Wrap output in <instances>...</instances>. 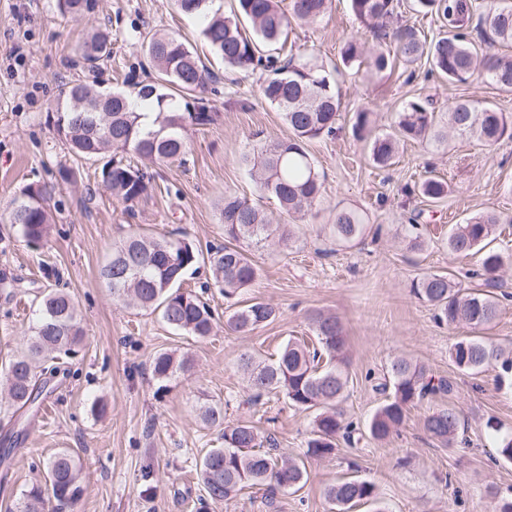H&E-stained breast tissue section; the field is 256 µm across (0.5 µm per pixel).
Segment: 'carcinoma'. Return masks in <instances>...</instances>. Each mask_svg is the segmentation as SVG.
Instances as JSON below:
<instances>
[{
    "label": "carcinoma",
    "mask_w": 512,
    "mask_h": 512,
    "mask_svg": "<svg viewBox=\"0 0 512 512\" xmlns=\"http://www.w3.org/2000/svg\"><path fill=\"white\" fill-rule=\"evenodd\" d=\"M231 14L209 13V0H175L185 15L203 17L201 37L210 52L224 66L249 72H272L262 86L264 99L282 112L291 131L286 141H276L243 157L251 177L262 193L274 197L282 213L292 218L320 200L322 183L316 166L306 152L307 140L336 134L340 101L325 67L310 58L295 63L264 56L261 46L287 37L292 24H311L327 11L329 0H290L289 10L281 0H235ZM62 13L82 17L94 9L92 0H58ZM353 13L363 29L372 34L374 44L366 46L362 37L348 40L342 49L347 67L364 70L368 79L392 73L398 60L414 64L421 58L431 70L450 84L480 81L512 91V57L481 54L472 32L484 29L494 44L512 47V0H489L486 10L477 13L475 0H415L419 12L441 20V31L432 40L422 37L410 25L397 22L399 0H351ZM143 50L153 70L150 80L134 86L136 97L155 107L152 124L145 113L132 109V95L112 92L108 109L98 107L107 92L95 83H77L65 91L56 109V130L74 157L91 159L106 151L132 152L158 163L182 160L187 143L183 132L190 124L213 121L203 99L194 96L197 88L214 78L194 48L165 33L143 39ZM112 38L105 30L87 35L79 49L78 63L94 72L99 63L111 58ZM451 134L469 135L492 147L504 138L512 139V115L472 99H456L445 108L434 106L433 99L406 102L398 113L397 135H379L370 143V156L379 167L390 165L398 150L397 138L441 146ZM102 180L112 196L126 204L147 193L151 176L131 164H109L102 168ZM425 199L437 202L448 195L447 183L433 176L417 186ZM50 192L29 184L14 199L9 221L29 244L38 245L48 234ZM419 216L405 225L407 246H423ZM227 244L207 254L175 233L162 236L136 234L113 248L112 259L99 271L100 279L112 292V299L127 306L157 311L173 330L198 338L209 336L215 316L200 293L183 291L180 284L193 275L199 264L208 262L214 285L230 298L251 287L258 268L248 255V247H263L276 236L291 238L292 225L274 224L256 204L233 194L224 195L221 209ZM500 215L483 212L457 224L448 237V249L456 254H481L473 276L481 280L478 289H463L445 275L429 274L416 285L417 294L430 303L436 319L448 326L484 328L495 322L500 312L496 290L504 287L505 266L501 252L488 248ZM364 228V218L355 209L336 213L333 230L336 239L351 243ZM278 316L277 309L265 301H253L235 310L228 327L247 334ZM313 329L319 347L288 341L271 362L244 353L239 366L248 379L253 398L283 394L290 405L319 410L305 456L323 459L334 454L336 438L351 440L355 428L345 422L340 403L349 384L345 356L346 337L342 323L334 314L318 312ZM84 330L73 299L62 291H51L40 303L30 333L21 338L22 348L6 367L5 392L11 406L29 412L38 406L50 382L61 373L59 360L77 353ZM453 365L465 373L497 372V380L512 375V351L491 346L474 336L456 341L449 349ZM191 367L186 355L157 353L151 361L157 391L166 392L180 372ZM391 390L388 400L372 416L368 433L383 442L397 433L410 407L438 395H452L453 381L435 376L423 364L404 357L391 362L389 380L379 384ZM203 421L222 431L224 447L210 449L196 466L204 495L199 509L211 502L230 500L247 487H265L267 506L274 505L277 492L299 489L308 479L304 460L278 453L274 439H261L249 422H224V411L217 406L202 410ZM428 436L443 447L466 443L460 439L462 419L455 405H442L425 416ZM497 453L512 461V434L501 435L493 423ZM82 466L77 455L63 450L46 462L45 484L36 483L21 494L9 512H45L47 497L57 503V512L72 509L83 494ZM327 499L337 512H349L363 502L374 512H386L377 487L368 481L346 479L327 488Z\"/></svg>",
    "instance_id": "carcinoma-1"
}]
</instances>
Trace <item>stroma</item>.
I'll return each mask as SVG.
<instances>
[{
	"label": "stroma",
	"mask_w": 512,
	"mask_h": 512,
	"mask_svg": "<svg viewBox=\"0 0 512 512\" xmlns=\"http://www.w3.org/2000/svg\"><path fill=\"white\" fill-rule=\"evenodd\" d=\"M96 28L111 32L112 57L91 74L77 66L76 49ZM155 31L182 37L209 57L198 23L180 14L174 0H96L79 20L62 14L57 0H0V279L18 286L11 294L0 290V362L19 350L47 290L71 294L85 329L67 377L58 378L36 416L0 402V438L21 434L9 468L0 467V512L27 485L43 481L44 461L64 449L77 453L87 477L75 512H195L202 493L195 464L220 444L217 429L201 419L208 405H221L226 423L252 422L261 434H274L283 453L303 456L315 410L295 408L274 394L253 401L238 360L245 352L273 360L295 337L315 342L311 317L319 311L335 313L345 329L351 379L341 407L359 429L357 442L340 439L334 457L306 458V484L278 493L275 508L264 506L261 491L248 489L231 502L209 504L207 512H330L325 491L347 478L373 482L388 512H494L497 500L512 497V462L497 454L485 423L492 417L502 432H512V386L499 385L491 371L456 369L448 350L474 332L437 324L432 306L412 288L430 273L475 287V257L450 253L446 241L454 225L479 212L502 217L490 246L512 262V140L492 148L469 136L449 137L438 147L405 141L394 164L379 168L352 124L356 113L366 112L375 132L395 133L403 103L425 96L441 107L465 97L512 114V91L450 84L429 75L423 59L376 80L342 68L338 130L306 144L323 182L321 200L294 219L288 246L249 252L259 276L244 297L272 303L278 317L245 335L229 330L228 303L204 266L182 285L186 291L210 288L216 324L200 339L178 334L158 313L113 301L99 269L113 246L134 232L178 228L202 250L222 247L220 206L228 193L259 205L273 223L284 222L242 157L290 132L261 96V73H238L209 58L217 79L201 96L216 114L214 123L188 127L186 163L124 153L125 161L153 176L152 188L127 209L102 182L108 156L74 160L57 135L54 115L71 83L95 79L121 90L126 81L145 80L141 43ZM359 32L351 0H331L319 21L290 29L287 46L331 68L340 66L345 42ZM432 174L448 183L447 197L436 203L412 192ZM33 182L55 187L50 234L38 248L7 220L11 201ZM341 208L367 217L362 239L351 246L338 244L332 230ZM414 210L425 220L419 251L399 236ZM505 292L497 320L474 333L494 346L512 342V270ZM170 350L188 353L193 367L160 395L150 361ZM401 356L453 381L451 401L465 422V445L443 448L428 438L422 424L431 409L427 402L409 410L389 441L369 437L368 423L386 399L378 385ZM96 402L105 405L104 414L93 413ZM146 468L156 488L149 498L139 494Z\"/></svg>",
	"instance_id": "obj_1"
}]
</instances>
